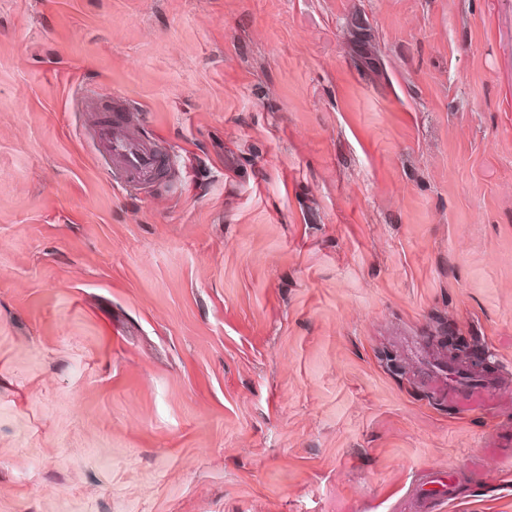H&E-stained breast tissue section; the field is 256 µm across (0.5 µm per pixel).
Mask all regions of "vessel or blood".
<instances>
[{"instance_id": "1", "label": "vessel or blood", "mask_w": 512, "mask_h": 512, "mask_svg": "<svg viewBox=\"0 0 512 512\" xmlns=\"http://www.w3.org/2000/svg\"><path fill=\"white\" fill-rule=\"evenodd\" d=\"M96 135L103 161L112 169L116 183L138 189L155 181L168 158L152 145L133 124L119 118L107 126H97ZM495 389L482 384L466 387L456 381L448 383V398L459 408L475 407L492 398Z\"/></svg>"}]
</instances>
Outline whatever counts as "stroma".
<instances>
[{"instance_id": "obj_1", "label": "stroma", "mask_w": 512, "mask_h": 512, "mask_svg": "<svg viewBox=\"0 0 512 512\" xmlns=\"http://www.w3.org/2000/svg\"><path fill=\"white\" fill-rule=\"evenodd\" d=\"M0 512H512V0H0ZM100 154L112 167L114 182L138 189L155 181L169 159L152 145L128 119H115L112 125H97ZM495 389L490 384L466 387L448 379V400L453 401L461 409L472 408L490 400Z\"/></svg>"}]
</instances>
